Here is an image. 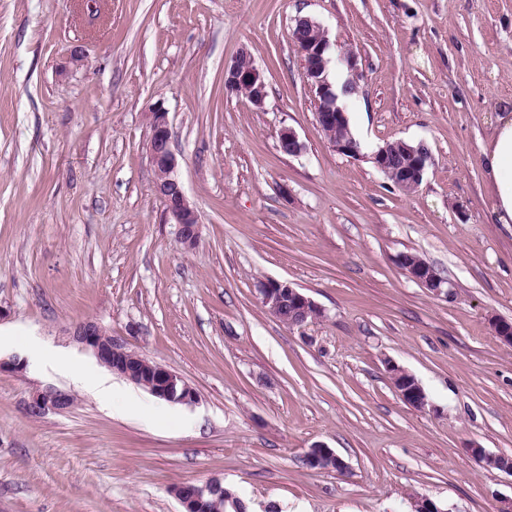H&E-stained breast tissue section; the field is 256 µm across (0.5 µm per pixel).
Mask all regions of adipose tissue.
I'll return each mask as SVG.
<instances>
[{
    "label": "adipose tissue",
    "mask_w": 512,
    "mask_h": 512,
    "mask_svg": "<svg viewBox=\"0 0 512 512\" xmlns=\"http://www.w3.org/2000/svg\"><path fill=\"white\" fill-rule=\"evenodd\" d=\"M484 170L493 189L492 220L512 224V101H502L493 134L483 148Z\"/></svg>",
    "instance_id": "adipose-tissue-1"
}]
</instances>
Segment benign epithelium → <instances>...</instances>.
I'll list each match as a JSON object with an SVG mask.
<instances>
[{"mask_svg":"<svg viewBox=\"0 0 512 512\" xmlns=\"http://www.w3.org/2000/svg\"><path fill=\"white\" fill-rule=\"evenodd\" d=\"M294 27L305 36L297 37L293 44L299 53L308 85L315 92V116L320 127H336L348 124L347 110L343 100L358 93L361 77L358 57L351 51L332 55V43L328 30L310 16H298ZM344 69L347 79L341 90L328 80L330 66ZM224 89L228 93L244 95L256 108L264 106L267 97V83L264 72L255 65L250 54L241 52L224 66ZM147 146L151 165L155 172V188L164 204L165 214L177 227L179 242L186 248L194 247L200 237V218L195 204L188 197L178 174L179 161L171 149V128L168 111L163 105L153 106L145 116ZM330 145L338 152L352 157L362 156L358 141L351 137L332 139ZM280 149L293 157H299L305 146L291 128H284L279 135ZM396 146L387 142L374 151L370 160L384 173L391 176L396 187L404 192L416 190L432 161L428 147L419 142L405 144L403 165H397ZM397 263L407 275L429 291L440 294L449 288L448 280L420 257H405L400 254ZM262 304L268 311L290 327H300L310 320L322 316V310L310 297L288 282L268 280L260 288ZM72 339L81 347L91 351L98 362L128 381L146 389L153 396L170 403L194 406L199 395L179 374L154 363H144L152 380L147 381L140 371L129 369L125 361L134 358L132 352L112 339V336L98 322L88 320L77 324L70 332ZM391 384L398 396L409 406L423 409L428 405L426 393L416 378L393 362L387 363ZM74 403L73 396L54 386L36 389L28 400L30 412L39 416L47 413H63ZM469 451L474 458L487 468H497L512 473V458L493 455L484 448L473 444ZM310 466L324 470L346 469V463L330 448L322 444L312 446L307 453ZM224 488L219 479H212L186 492L184 486L173 487L171 493L178 500L181 512H201L200 506L213 492Z\"/></svg>","mask_w":512,"mask_h":512,"instance_id":"1","label":"benign epithelium"}]
</instances>
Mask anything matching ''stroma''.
<instances>
[{"label":"stroma","mask_w":512,"mask_h":512,"mask_svg":"<svg viewBox=\"0 0 512 512\" xmlns=\"http://www.w3.org/2000/svg\"><path fill=\"white\" fill-rule=\"evenodd\" d=\"M317 19L364 79L346 103L362 155L334 150L291 41ZM248 51L263 108L227 94ZM512 98V0H0V512H181L173 486L221 479L249 512H499L512 474V224L490 218L482 150ZM163 102L201 219L165 223L145 114ZM305 146L279 148L282 128ZM425 143L407 194L370 161ZM412 252L451 283L434 294ZM275 279L323 315L300 328L263 306ZM181 375L188 407L113 376L107 398L67 361L79 322ZM429 404L394 391L387 363ZM71 392L62 414L30 394ZM332 448L345 471L309 466ZM405 255L404 253L398 255L397 263L413 281L433 293L440 294L443 291L445 294L448 293L447 288H450L448 280L443 278L431 264L420 257L407 258ZM387 371L398 396L413 408L425 409L428 405L427 396L416 378L393 362L387 363ZM74 403L73 396L54 386H45L36 389L28 400V409L37 416L47 413H63Z\"/></svg>","instance_id":"stroma-1"}]
</instances>
